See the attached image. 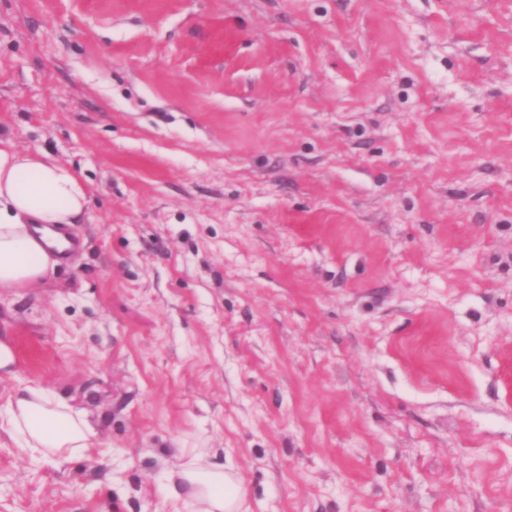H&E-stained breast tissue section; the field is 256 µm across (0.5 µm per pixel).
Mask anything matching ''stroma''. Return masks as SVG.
Here are the masks:
<instances>
[{
    "label": "stroma",
    "instance_id": "1",
    "mask_svg": "<svg viewBox=\"0 0 512 512\" xmlns=\"http://www.w3.org/2000/svg\"><path fill=\"white\" fill-rule=\"evenodd\" d=\"M0 137L71 167L81 244L0 291V512H512V0H0ZM0 429L20 448L59 459L89 448L95 435L85 418L37 386L13 389L3 412L0 407ZM184 459L171 478L173 495L182 498L187 490V512H249L243 506L246 489L224 465L210 462V453L196 448H182Z\"/></svg>",
    "mask_w": 512,
    "mask_h": 512
}]
</instances>
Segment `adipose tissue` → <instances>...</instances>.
<instances>
[{
	"mask_svg": "<svg viewBox=\"0 0 512 512\" xmlns=\"http://www.w3.org/2000/svg\"><path fill=\"white\" fill-rule=\"evenodd\" d=\"M89 203L74 171L38 151L0 139V290L36 285L60 262V227L73 224ZM0 429L32 452L67 459L92 444L94 431L79 413L39 387H18L0 411ZM172 475L174 497L189 512H245L246 489L209 452L181 451Z\"/></svg>",
	"mask_w": 512,
	"mask_h": 512,
	"instance_id": "1",
	"label": "adipose tissue"
}]
</instances>
